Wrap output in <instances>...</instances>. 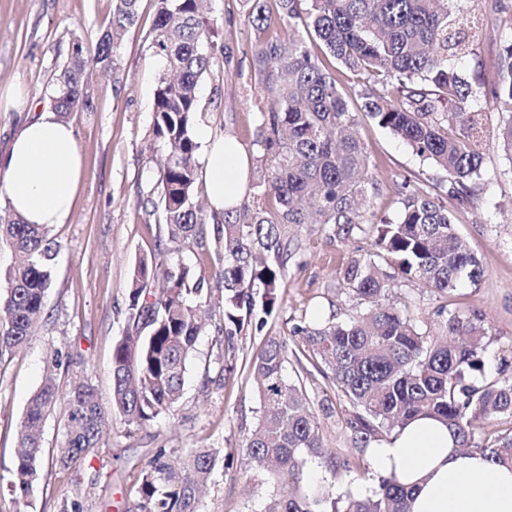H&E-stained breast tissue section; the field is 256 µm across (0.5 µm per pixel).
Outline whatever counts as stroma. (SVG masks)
<instances>
[{"mask_svg":"<svg viewBox=\"0 0 512 512\" xmlns=\"http://www.w3.org/2000/svg\"><path fill=\"white\" fill-rule=\"evenodd\" d=\"M112 0H0V156L25 124V101L46 108L44 91L66 56L70 42L81 37L96 43L112 20ZM219 29L216 41L225 56L198 85L205 110L202 128L236 138L251 157L248 193L263 191L268 176L256 140L257 116L269 100L253 68L255 30L244 0H211ZM463 16L482 34L475 53L462 67L464 76L479 74L484 88L501 80L504 45L512 39V0H461ZM154 0H139L138 22L114 50L113 68L96 72L91 83L93 109L75 112V132L82 170L72 213L49 235L58 245L53 281L46 296L45 319L21 349L0 361V512H16L8 483L16 455L17 423L40 386L48 351L58 347L83 354L80 373L96 387L102 403L112 394V347L123 336L128 306L127 283L139 257L154 253L164 239L161 225L139 205L158 179L156 158L167 149L154 148V161L144 149L152 125L154 93L162 69L150 49ZM360 140L367 152L378 193L364 216L377 224L395 217L403 184L445 199L443 172L423 164L412 148L366 116L358 118ZM496 122L485 129L483 171L485 195L502 205L482 210L454 208L456 229L483 263L478 286L443 296L417 282H401L391 300L405 305L417 326L443 330L445 317L436 310L461 309L480 318L490 372L512 375V162L493 146ZM375 250L371 236L357 233L341 240L317 232L303 243L286 269V301L264 330L241 337L239 353H256L265 336H284L290 350L302 345L294 328L300 321L337 312L347 318L363 307L342 292L340 270L354 255ZM222 349L213 333L199 336L188 363L184 394L174 411L151 426L126 433L115 426L96 458L66 470H41L26 512H57L63 499L83 497L88 512H127L134 467L157 448H221L234 461L218 470L206 496L209 512H266L273 485L260 476L244 448L258 423L260 401L250 373L239 370L226 384L215 381ZM321 425L325 454L307 458L304 471L319 470L323 486L334 495L374 491L378 480L367 456L352 451L341 424L343 401L324 379L311 392ZM348 462V471L333 475L326 457Z\"/></svg>","mask_w":512,"mask_h":512,"instance_id":"obj_1","label":"stroma"}]
</instances>
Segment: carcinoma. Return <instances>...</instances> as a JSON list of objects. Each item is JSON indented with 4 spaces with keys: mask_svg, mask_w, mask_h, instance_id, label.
Segmentation results:
<instances>
[{
    "mask_svg": "<svg viewBox=\"0 0 512 512\" xmlns=\"http://www.w3.org/2000/svg\"><path fill=\"white\" fill-rule=\"evenodd\" d=\"M139 0H114L112 22L95 46L72 41L45 94L59 120L93 109L86 76L114 64L115 41L137 22ZM210 0H156L150 48L163 68L154 98L153 141L168 152L155 188L139 201L158 215L167 241L205 245L212 235L220 265L215 288L192 280L190 269L159 251L139 258L128 286L127 327L112 348V401L100 403L87 378L60 390L58 371L78 364L53 348L45 377L18 425V454L9 487L18 512L28 506L43 453L49 411L65 409V436L48 465L69 469L93 459L112 423L140 430L174 410L183 395L187 362L207 328L202 309L222 314L215 332L224 352L219 379L235 369V337L260 331L283 305L285 269L302 247L300 233L316 226L345 240L371 233L376 251L353 256L341 280L368 308L346 320L295 327L303 348L267 336L244 367L257 383L260 416L246 439L256 470L277 484L269 512H410V492L394 476L372 496L334 495L306 485L304 457L321 456L322 439L307 377L320 375L348 403L342 425L359 453L397 435L419 414L432 415L457 434V448L494 465L512 466V376L485 370L481 324L457 311L451 335L431 338L402 308L384 301L395 281H418L442 294L466 282L479 285L485 270L457 233L452 213L432 197L407 191L393 220L369 227L377 183L356 132V112L336 77L312 54L307 39L350 71L381 84L359 92L360 110L409 144L421 160L446 174L448 198L460 206L483 202L482 126L471 110L481 98L478 78L463 77L454 61L473 54L475 27L460 20L457 0H278L288 31L259 40L253 55L273 106L259 112L258 145L271 176L263 198L218 217L198 203L204 118L196 90L212 73L217 21ZM252 26L268 27L265 0H247ZM503 76L492 94L498 110V146L512 159V40L504 47ZM18 262L0 270V360L23 345L44 313L57 255L48 228L10 212L0 215V245ZM221 292L218 305L212 290ZM301 374L285 377L288 355ZM227 458L219 448H186L176 458L159 448L137 469L128 512H205L202 487Z\"/></svg>",
    "mask_w": 512,
    "mask_h": 512,
    "instance_id": "obj_1",
    "label": "carcinoma"
}]
</instances>
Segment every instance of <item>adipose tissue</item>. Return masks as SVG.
Masks as SVG:
<instances>
[{"instance_id": "obj_1", "label": "adipose tissue", "mask_w": 512, "mask_h": 512, "mask_svg": "<svg viewBox=\"0 0 512 512\" xmlns=\"http://www.w3.org/2000/svg\"><path fill=\"white\" fill-rule=\"evenodd\" d=\"M202 163L213 211L237 207L244 197L249 158L232 137H202ZM82 161L74 130L42 110L14 139L5 160L12 212L30 224L66 223ZM373 472L417 486L411 512H512V468L479 453L457 450L452 431L431 417L409 423L397 437L366 450Z\"/></svg>"}]
</instances>
